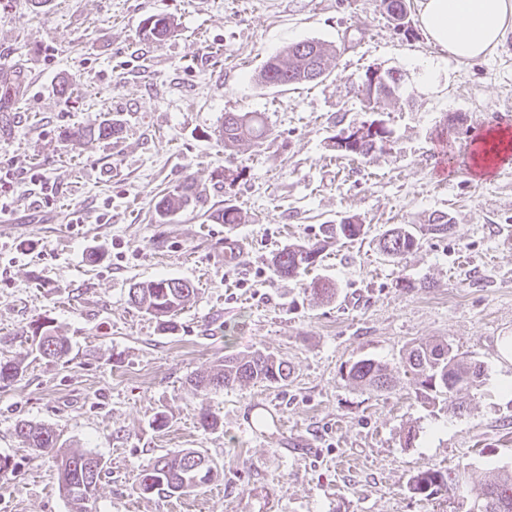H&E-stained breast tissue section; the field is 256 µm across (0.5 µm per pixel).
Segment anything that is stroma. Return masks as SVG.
I'll return each mask as SVG.
<instances>
[{"label": "stroma", "instance_id": "35a3bbf8", "mask_svg": "<svg viewBox=\"0 0 512 512\" xmlns=\"http://www.w3.org/2000/svg\"><path fill=\"white\" fill-rule=\"evenodd\" d=\"M407 4L409 35L380 0H0V56L21 69L0 100V357L22 367L0 385V456L15 464L0 512H69L55 453L21 447V420L102 459L90 512H468L466 498L412 493L409 478L460 464L477 483L512 466V169L476 177L460 149L512 115V30L486 58L446 60L417 0ZM158 13L175 26L161 42L141 30ZM304 39L335 46L326 78L256 83L270 55ZM373 66L402 75L398 97L377 105L392 137L350 161L332 143L371 119L354 87ZM228 112L263 113L273 138L225 147ZM106 114L122 124L117 138L63 139ZM448 116L460 129L442 173L432 154ZM232 164L244 180L216 183ZM187 179L202 205L160 220L156 201ZM228 201L241 223L217 220ZM435 211L452 216L448 236L428 232ZM347 216L365 224L361 240L331 242L298 278L273 277L278 249ZM398 224L420 231L421 246L393 263L379 239ZM228 237L244 249L229 263ZM160 277L196 290L170 333L128 300L131 284ZM316 279L335 282L334 299L311 295ZM44 319L69 341L67 360L33 352ZM434 339L488 369L463 411L420 398L399 365L406 345ZM257 349L288 362L287 382L189 386ZM364 358L388 365L392 390L346 380ZM258 399L285 425L255 438L243 428ZM205 411L219 427L200 426ZM188 448L217 463V478L179 497L135 491L143 465Z\"/></svg>", "mask_w": 512, "mask_h": 512}]
</instances>
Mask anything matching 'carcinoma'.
Returning a JSON list of instances; mask_svg holds the SVG:
<instances>
[{"mask_svg":"<svg viewBox=\"0 0 512 512\" xmlns=\"http://www.w3.org/2000/svg\"><path fill=\"white\" fill-rule=\"evenodd\" d=\"M381 6L395 22V27L412 31L404 13L406 0H381ZM174 27L165 14H152L143 20L144 35L162 41ZM335 50L318 40L294 43L271 56L257 74V84L265 87H286L321 80L328 75L330 60ZM121 132V126L112 118L101 120L90 128L68 129L63 133L70 142L110 140ZM224 146L236 147L245 141L266 139L273 135L258 112H226L222 125ZM392 131L386 125L355 146L333 143L339 156L366 159L384 149V141ZM246 175V166H224L215 171L218 181L234 185ZM201 202V196L192 183L185 181L162 195L155 205L157 215L164 220L169 216ZM448 213L437 211L428 218V231L446 235L452 228ZM329 238L353 240L367 233L364 225L354 217H344L328 228ZM326 241L317 240L304 244L291 243L277 251L271 260L272 275L276 278L293 279L315 266L322 257ZM420 248L418 231L408 225L387 230L380 239L384 256L397 261ZM195 296V288L185 280L159 278L137 282L129 288V301L140 312L154 319L163 331L177 328L175 316ZM32 345L43 358L52 361L65 359L70 351L68 341L57 334L53 326L36 322L31 326ZM405 373L411 375L420 397L434 401L440 397L454 402L457 409L464 408L457 396L478 387L485 376L482 362L459 353L443 340L426 341L407 347L401 357ZM20 362L0 357V383L10 384L18 375ZM288 363L272 353L255 350L245 355L224 357L219 364L201 376L190 379L197 390L212 391L242 383L278 385L288 380ZM346 378L371 390L391 389L387 367L374 359H361L351 364ZM15 435L22 447L38 451L58 447L59 436L48 427L21 420L15 425ZM216 463L197 450H184L173 456L156 458L140 470L136 490L141 494L164 492L171 496L182 495L202 488L212 481ZM104 465L100 458L80 450L57 451V484L60 494L70 504V512H88V503L98 490ZM413 493L430 498L439 493L469 495L470 512H512V468H497L479 484H471L466 468L427 467L417 471L409 480Z\"/></svg>","mask_w":512,"mask_h":512,"instance_id":"cac0c4a2","label":"carcinoma"}]
</instances>
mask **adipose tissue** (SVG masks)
I'll return each mask as SVG.
<instances>
[{
    "mask_svg": "<svg viewBox=\"0 0 512 512\" xmlns=\"http://www.w3.org/2000/svg\"><path fill=\"white\" fill-rule=\"evenodd\" d=\"M418 14L433 46L470 61L491 54L512 27V0H419Z\"/></svg>",
    "mask_w": 512,
    "mask_h": 512,
    "instance_id": "1",
    "label": "adipose tissue"
}]
</instances>
